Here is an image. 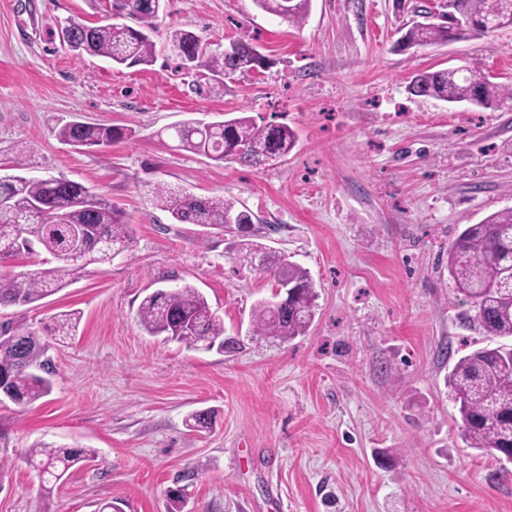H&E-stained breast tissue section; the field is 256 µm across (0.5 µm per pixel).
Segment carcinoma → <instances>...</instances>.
I'll use <instances>...</instances> for the list:
<instances>
[{
  "label": "carcinoma",
  "mask_w": 512,
  "mask_h": 512,
  "mask_svg": "<svg viewBox=\"0 0 512 512\" xmlns=\"http://www.w3.org/2000/svg\"><path fill=\"white\" fill-rule=\"evenodd\" d=\"M162 0H112V11L137 26L107 23L86 26L73 23L75 51L105 57L116 65H150L156 57L151 34L156 28ZM311 0H253L260 10L293 25L306 18ZM463 20L446 15V21L414 23L394 44L405 53L416 48L469 40L495 27L512 25V0H458ZM170 44L196 60V70L218 86L224 74L265 69L270 60L243 40L229 49H211L191 31L175 28ZM414 96L448 103L469 102L499 107L512 101V87L494 83L476 65L415 75L408 85ZM178 147L216 162L257 166L287 156L297 142L286 123H257L251 116L203 125L190 120L174 127ZM60 140L77 150L108 147L131 136V130L73 121L59 128ZM155 205L180 224L222 229L226 224L253 225L252 214L236 201L222 196L199 197L181 189L157 186ZM132 227L121 212L86 186L62 177L0 176V263L16 256L36 258L55 266L18 275L0 274V306L33 304L63 288L71 276L90 264H103L126 247ZM242 261H262L276 284L296 288L285 307L258 302L252 313V332L286 341L306 333L317 307V293L301 266L244 243ZM512 209L495 212L478 224L467 225L448 245V277L462 296L466 309L457 315L459 326L488 337L512 339V307L504 297L512 288ZM145 331L164 334L195 349L224 347V319L213 311L194 286L157 289L146 295L137 311ZM80 314L56 313L43 331L0 329V397L21 406L32 405L53 390L54 365L49 339L58 344L76 335ZM459 414V437L467 448L495 460L512 456V346H485L460 357L448 374ZM209 412H195L186 419L193 431L212 425ZM97 452L86 448H32L30 460L45 468L42 482H59L77 465L93 460Z\"/></svg>",
  "instance_id": "carcinoma-1"
}]
</instances>
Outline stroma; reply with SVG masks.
<instances>
[{"label": "stroma", "instance_id": "obj_1", "mask_svg": "<svg viewBox=\"0 0 512 512\" xmlns=\"http://www.w3.org/2000/svg\"><path fill=\"white\" fill-rule=\"evenodd\" d=\"M111 0H0V172L78 181L121 209L131 242L0 325L81 320L55 345L52 393L0 403V512H512V478L464 447L447 385L452 360L487 346L459 327L448 245L464 225L512 208V106L415 97L421 71L484 68L512 84V26L469 41L394 51L399 28L444 0H312L301 25L253 0H166L152 65L77 54L68 21L100 25ZM224 46L245 38L271 65L197 91V71L167 48L173 28ZM246 113L298 133L288 157L217 163L159 141L190 119ZM132 130L78 150L71 121ZM221 195L254 215V243L307 269L318 293L309 330L252 333L272 276L240 259L236 234L175 223L157 185ZM199 288L233 347L209 351L152 336L137 310L159 288ZM212 411L211 429L184 425ZM91 448L53 492L28 449Z\"/></svg>", "mask_w": 512, "mask_h": 512}]
</instances>
